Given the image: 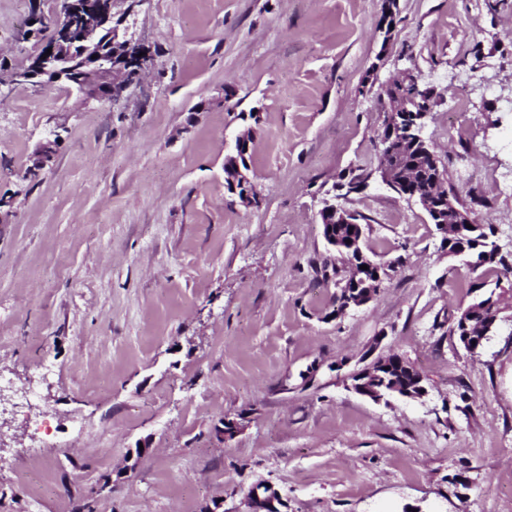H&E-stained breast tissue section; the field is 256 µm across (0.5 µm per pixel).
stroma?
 Instances as JSON below:
<instances>
[{"instance_id":"obj_1","label":"stroma","mask_w":512,"mask_h":512,"mask_svg":"<svg viewBox=\"0 0 512 512\" xmlns=\"http://www.w3.org/2000/svg\"><path fill=\"white\" fill-rule=\"evenodd\" d=\"M34 4L60 8L0 0V379L49 432L0 416V512H255L259 485L278 512H512V273L374 176L382 86L421 72L448 192L512 255V0H396L389 34L385 0H134L114 17L154 54L117 104L5 81ZM247 131L250 207L224 181ZM337 201L391 268L340 315ZM490 291L473 354L451 327ZM390 353L422 398L353 390ZM60 139L61 134L59 131L52 130L49 132V135L41 143L40 147L36 151L34 158L32 160V165L28 169L26 176L29 177L32 175V173L39 174V172L45 168L48 162L51 161L54 147ZM493 293L483 299H479L472 303L468 309L467 319L471 320L474 324H479L483 327L482 334L478 335V339L471 346H465L471 352L476 351L483 345V341L486 339L488 327L497 319V307L496 300L492 303ZM490 303V304H489ZM489 304V306H488ZM493 308V309H492Z\"/></svg>"}]
</instances>
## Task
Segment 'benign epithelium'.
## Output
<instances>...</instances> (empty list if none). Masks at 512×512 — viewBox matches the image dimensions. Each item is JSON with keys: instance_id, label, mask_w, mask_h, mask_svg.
<instances>
[{"instance_id": "1", "label": "benign epithelium", "mask_w": 512, "mask_h": 512, "mask_svg": "<svg viewBox=\"0 0 512 512\" xmlns=\"http://www.w3.org/2000/svg\"><path fill=\"white\" fill-rule=\"evenodd\" d=\"M44 26L54 32L50 43L51 54L38 53L30 66L14 74L17 81L53 83L67 81L88 100L117 102L127 88L140 79L152 54L148 45L134 37L129 28L112 25V2L104 0H61L60 11L43 18ZM386 101L383 130L379 143L383 161L377 168L381 182L390 190L410 200H417L430 219L439 216V202L448 204L455 213L458 226H477V221L466 210L459 209L445 191V174L438 172L432 185L420 187L415 179L418 165L406 163V147L412 143H426L423 137L425 119L429 110L421 102V75L411 70L384 86ZM61 139L52 130L41 143L26 176L42 171L51 161L54 147ZM247 136H240L235 154L229 156L233 165L230 177L232 189H243L239 194L243 204L256 203L250 190L248 166L242 164L243 149ZM353 212L329 203L320 211L323 224H351ZM372 298V287L365 283L357 297H346L337 306L339 311L359 308Z\"/></svg>"}]
</instances>
